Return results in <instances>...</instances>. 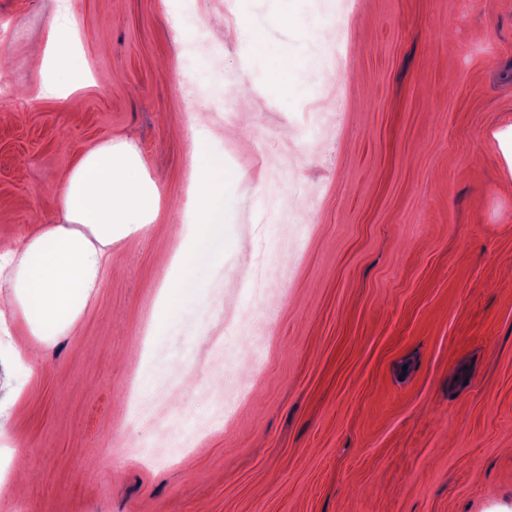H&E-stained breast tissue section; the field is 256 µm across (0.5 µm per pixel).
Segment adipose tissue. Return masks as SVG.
I'll use <instances>...</instances> for the list:
<instances>
[{
  "label": "adipose tissue",
  "mask_w": 512,
  "mask_h": 512,
  "mask_svg": "<svg viewBox=\"0 0 512 512\" xmlns=\"http://www.w3.org/2000/svg\"><path fill=\"white\" fill-rule=\"evenodd\" d=\"M50 40L32 52L30 84L36 97L71 95L75 87L56 82V75L78 64L63 39L71 32L69 15L49 21ZM192 190L199 222L197 243L184 248L173 263L174 275L165 290L168 314L179 313L182 285L204 252L224 211V159L205 146L194 153ZM62 218L36 224L21 242L0 248V326L24 321L37 343L25 356L48 360L59 337L70 335L98 284L112 245L133 230L158 223L163 197L151 181L131 141L103 142L77 164L66 166L58 183Z\"/></svg>",
  "instance_id": "adipose-tissue-1"
}]
</instances>
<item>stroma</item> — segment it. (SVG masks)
Segmentation results:
<instances>
[{"label":"stroma","mask_w":512,"mask_h":512,"mask_svg":"<svg viewBox=\"0 0 512 512\" xmlns=\"http://www.w3.org/2000/svg\"><path fill=\"white\" fill-rule=\"evenodd\" d=\"M72 3L94 76L77 109L18 95L58 0H0V241L52 221L61 168L130 129L167 206L113 243L50 360L0 333V382L23 394L0 412V468L33 476L0 484V512H512V0H357L336 48L307 0ZM200 143L224 157V261L162 325L157 258L190 241ZM262 257L290 279L239 370L246 399L190 455L143 466L133 449L201 412ZM174 361L196 387L133 415L129 387L152 396Z\"/></svg>","instance_id":"obj_1"}]
</instances>
